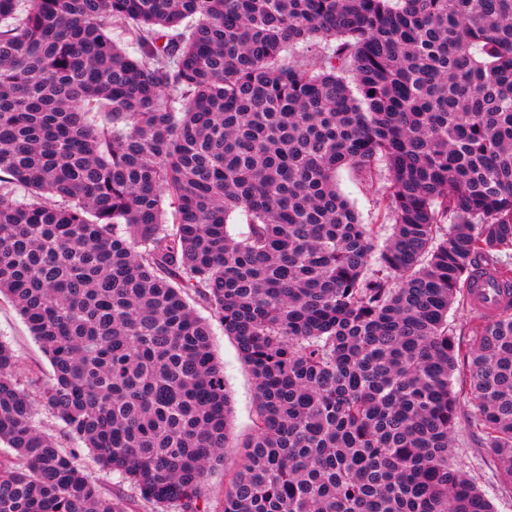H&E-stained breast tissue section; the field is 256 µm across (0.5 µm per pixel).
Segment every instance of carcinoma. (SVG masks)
Listing matches in <instances>:
<instances>
[{
    "mask_svg": "<svg viewBox=\"0 0 512 512\" xmlns=\"http://www.w3.org/2000/svg\"><path fill=\"white\" fill-rule=\"evenodd\" d=\"M382 163L371 273L337 177ZM485 279L512 295V0H0V295L53 368L34 396L0 342V512H127L39 405L208 512L229 397L189 296L255 383L222 512H494L450 458L461 366L512 482V301L448 330ZM483 316L474 309H461L457 305L453 306L448 312V325L453 329L456 339L465 349L472 345L473 336L469 333L470 321Z\"/></svg>",
    "mask_w": 512,
    "mask_h": 512,
    "instance_id": "cac0c4a2",
    "label": "carcinoma"
}]
</instances>
